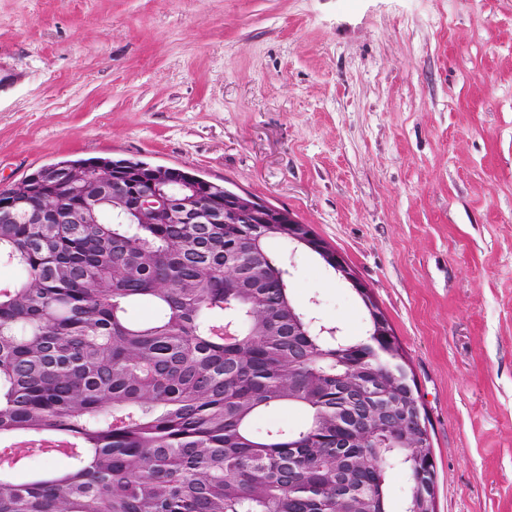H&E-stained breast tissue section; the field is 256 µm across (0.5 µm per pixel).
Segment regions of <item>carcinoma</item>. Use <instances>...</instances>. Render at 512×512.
Listing matches in <instances>:
<instances>
[{
	"label": "carcinoma",
	"mask_w": 512,
	"mask_h": 512,
	"mask_svg": "<svg viewBox=\"0 0 512 512\" xmlns=\"http://www.w3.org/2000/svg\"><path fill=\"white\" fill-rule=\"evenodd\" d=\"M85 170L62 201L97 197V223L53 233L28 217L50 201L24 183L0 223V263L20 278L0 287V512H388L376 461L428 484L417 507L435 512L425 432L377 418L336 448V372L351 392L386 390L406 414L418 401L396 336L375 353L342 337L288 326L287 276L256 258L253 241L288 240L265 224H119L111 167L141 161L65 160ZM151 300L154 316L128 308ZM243 331L228 339L224 329ZM300 406L307 423L257 435L252 420ZM357 468L336 490V453ZM64 454L77 466L16 473L24 460Z\"/></svg>",
	"instance_id": "cac0c4a2"
}]
</instances>
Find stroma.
I'll list each match as a JSON object with an SVG mask.
<instances>
[{
    "label": "stroma",
    "mask_w": 512,
    "mask_h": 512,
    "mask_svg": "<svg viewBox=\"0 0 512 512\" xmlns=\"http://www.w3.org/2000/svg\"><path fill=\"white\" fill-rule=\"evenodd\" d=\"M89 158L310 225L403 349L437 512H512V0H0V188ZM267 248L366 338L317 254Z\"/></svg>",
    "instance_id": "35a3bbf8"
}]
</instances>
